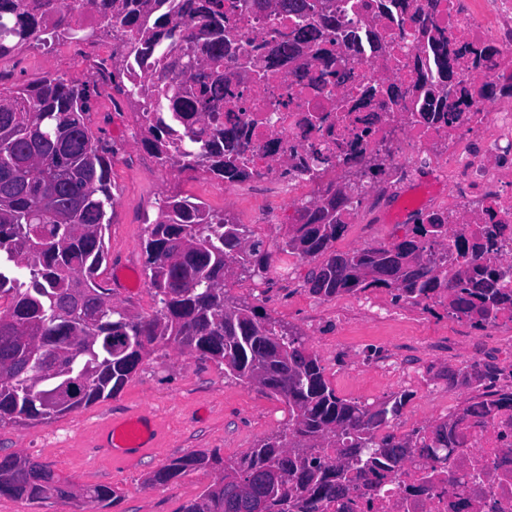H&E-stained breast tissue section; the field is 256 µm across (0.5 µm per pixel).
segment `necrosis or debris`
Segmentation results:
<instances>
[{
	"label": "necrosis or debris",
	"mask_w": 512,
	"mask_h": 512,
	"mask_svg": "<svg viewBox=\"0 0 512 512\" xmlns=\"http://www.w3.org/2000/svg\"><path fill=\"white\" fill-rule=\"evenodd\" d=\"M366 0H335L337 28L327 30L319 52L346 69L342 85L332 78L298 81L289 63L269 70L262 46L281 41L299 25L316 26L318 13L296 15L271 7H243L224 0V15L237 31L224 71L234 77L224 99V124L249 134L252 167L271 186L286 187L294 208L310 205L327 175L312 165L313 153L330 157L334 169L380 160L376 176L345 208L346 224L362 221V205L376 191L400 201L402 221L447 218L448 234L430 257L455 272L463 260L458 238L483 247L481 266L494 271L508 296L505 309L484 321L461 317L477 336L512 334V97L489 99L487 80L512 84V0H436L433 20L450 47L465 50L462 94L451 120L426 121L438 79L433 49L411 17L420 0H391L369 11ZM404 98L389 101V86ZM277 152H269V142ZM494 230L486 246V230ZM325 512H512V406L487 405L457 429L451 448L413 449L397 472L357 480L350 493Z\"/></svg>",
	"instance_id": "1"
}]
</instances>
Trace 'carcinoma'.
I'll use <instances>...</instances> for the list:
<instances>
[{
	"label": "carcinoma",
	"instance_id": "1",
	"mask_svg": "<svg viewBox=\"0 0 512 512\" xmlns=\"http://www.w3.org/2000/svg\"><path fill=\"white\" fill-rule=\"evenodd\" d=\"M161 0H82V13L106 20L118 45L112 69L170 43L171 60L144 74L139 88L116 85L141 106V98L178 85L183 94L156 101V111L139 113L141 142L163 165L202 170L230 181L253 178L246 158L249 135L218 123L224 111V77L215 64L235 40L226 24L224 0H172L173 13L156 10ZM426 0L414 17L421 36L438 53V111H457L459 52L436 28ZM336 24L300 27L265 50L275 67L292 63V75L311 77L309 44L323 40ZM97 29L84 25L66 0H0V59L23 46L56 44L62 38L89 41ZM98 94L94 81L47 77L35 85H0V365L21 367L26 347L17 336H35L62 360V369L33 377H0V425L30 426L119 394L159 345L224 365L238 380L281 397L288 425L260 440L244 456L226 459L200 450L172 460L146 478L164 486L190 470L211 468L215 482L182 512H322L343 498L363 475L399 469L414 448L412 437L382 430L400 417L409 395L379 406L339 398L325 378L318 355L300 336L257 307L231 300L224 280L240 266L262 277L277 257L317 261L309 291L324 298L386 288L395 300L419 303L441 292L451 311L487 319L501 296L496 274L435 268L427 244L447 232L440 222L418 223L389 245L341 252L333 247L346 225L338 212L347 204L340 191L326 190L323 202L298 213L286 226L278 256L262 249L244 224L192 197L160 200L144 244L145 272L159 308L131 315L112 304V289L96 281L106 260L105 228L116 205L110 171L112 147L93 135L89 113ZM28 280L10 276L11 267ZM443 420L429 426L427 448L448 447ZM315 448L336 455L317 456ZM7 497L41 504L50 499L111 507L117 492L106 485L77 488L50 465L24 455L0 458V487Z\"/></svg>",
	"mask_w": 512,
	"mask_h": 512
}]
</instances>
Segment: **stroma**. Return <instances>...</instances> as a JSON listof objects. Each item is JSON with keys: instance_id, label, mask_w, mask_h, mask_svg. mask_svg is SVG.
I'll use <instances>...</instances> for the list:
<instances>
[{"instance_id": "1", "label": "stroma", "mask_w": 512, "mask_h": 512, "mask_svg": "<svg viewBox=\"0 0 512 512\" xmlns=\"http://www.w3.org/2000/svg\"><path fill=\"white\" fill-rule=\"evenodd\" d=\"M112 49L111 37L103 33L90 42L64 40L49 51L31 46L1 62L0 71L16 85L59 75L85 81L89 74L83 59L111 58ZM90 123L98 136L117 147L112 161L117 203L105 233L108 254L100 279L108 286L115 276L133 273V286L112 295L118 308L144 315L157 308L145 276L143 243L164 197L197 198L231 221L250 224L265 248L276 251L280 232H268L252 221L268 204L271 190L232 185L220 194L216 191L220 179L158 165L136 134L132 105L109 85H101ZM404 232V226L387 221L351 224L335 248L388 245ZM311 267V262L300 261L288 273L264 279L238 268L226 279L225 290L229 297L257 305L273 320L299 332L318 354L340 398L376 405L409 394L402 423L392 428L394 434H402L405 424L417 418L438 422L467 403L461 384L449 376L474 361L502 370L495 381L485 383L484 393L512 390V376L504 372L512 360L508 345L484 339L481 357H474L465 327L444 314L404 307L384 289L359 295L365 305L375 308L372 316L350 308V294L313 296L304 284ZM136 411L145 412L155 426L150 448L130 451L128 460L119 462L95 452L99 430L108 421ZM287 421L288 409L280 399L225 374L223 365L169 346L152 354L116 397L72 410L47 424L0 426V458L26 455L52 465L76 486H110L119 500L108 512H181L215 481L216 471L196 469L169 485L154 487L145 483L150 472L197 450L216 448L224 457L240 456L259 440L277 434Z\"/></svg>"}]
</instances>
